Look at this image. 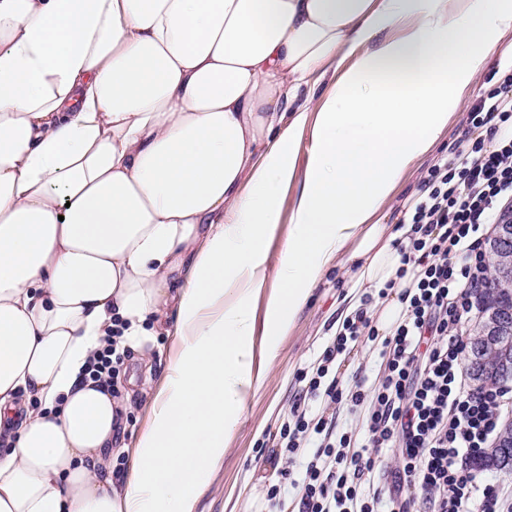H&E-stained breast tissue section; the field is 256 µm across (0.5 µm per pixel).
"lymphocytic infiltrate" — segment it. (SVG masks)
I'll list each match as a JSON object with an SVG mask.
<instances>
[{
  "label": "lymphocytic infiltrate",
  "instance_id": "lymphocytic-infiltrate-1",
  "mask_svg": "<svg viewBox=\"0 0 512 512\" xmlns=\"http://www.w3.org/2000/svg\"><path fill=\"white\" fill-rule=\"evenodd\" d=\"M467 123L485 129L494 146L462 135L407 204L395 325L380 334L368 314L388 290L363 293L297 373L299 389L268 458L278 477L266 486V512H512V486L475 465L512 416V389L469 385L464 371L467 326L487 282L488 227L512 215V72L475 101ZM375 344L374 382L339 376V356ZM385 449L397 455L398 485L416 496L383 498L375 479ZM299 458L296 477L287 465Z\"/></svg>",
  "mask_w": 512,
  "mask_h": 512
}]
</instances>
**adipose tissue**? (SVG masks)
Here are the masks:
<instances>
[{"label":"adipose tissue","mask_w":512,"mask_h":512,"mask_svg":"<svg viewBox=\"0 0 512 512\" xmlns=\"http://www.w3.org/2000/svg\"><path fill=\"white\" fill-rule=\"evenodd\" d=\"M509 35L512 0H0V512H195L326 271L394 278L380 213ZM116 326L174 333L120 488Z\"/></svg>","instance_id":"1"}]
</instances>
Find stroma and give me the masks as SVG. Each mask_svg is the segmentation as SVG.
I'll use <instances>...</instances> for the list:
<instances>
[{
	"instance_id": "stroma-1",
	"label": "stroma",
	"mask_w": 512,
	"mask_h": 512,
	"mask_svg": "<svg viewBox=\"0 0 512 512\" xmlns=\"http://www.w3.org/2000/svg\"><path fill=\"white\" fill-rule=\"evenodd\" d=\"M446 151V142L439 143L431 156L404 176L383 212V223H399L404 207L417 194L421 180ZM354 271L350 263L330 268L313 289L307 304L297 315L293 330L283 340L270 375L248 402L224 454V464L200 496L196 512H263L264 486L273 477L274 470L268 464L256 465L257 444L266 435L276 433L282 416L289 411L297 391L294 379L297 370L320 354L334 336L336 321L346 308L345 298L354 283ZM170 345V337L157 336L125 359L118 389L120 395L128 399L125 429L120 436L126 451L112 458L114 480L125 476L129 468L127 451L135 447L147 418V398L139 390L143 381L139 358L149 357L155 377H162Z\"/></svg>"
}]
</instances>
